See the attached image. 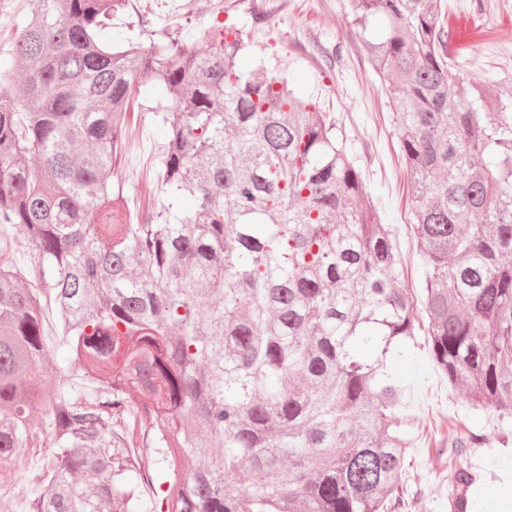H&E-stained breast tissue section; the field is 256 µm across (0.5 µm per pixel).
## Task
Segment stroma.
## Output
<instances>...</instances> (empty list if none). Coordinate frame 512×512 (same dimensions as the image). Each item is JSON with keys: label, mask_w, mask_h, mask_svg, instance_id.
Here are the masks:
<instances>
[{"label": "stroma", "mask_w": 512, "mask_h": 512, "mask_svg": "<svg viewBox=\"0 0 512 512\" xmlns=\"http://www.w3.org/2000/svg\"><path fill=\"white\" fill-rule=\"evenodd\" d=\"M32 5L33 0H0V60L10 56ZM448 5L449 52L468 82L493 78L502 94L512 93V0H448ZM126 19L142 39L163 31L176 38L187 34L200 49L212 26L232 22L249 31L254 55L281 60L289 79L312 93L317 109L335 123L400 253L401 285L419 298L421 260L410 224L411 181L387 93L364 53L360 31L351 23L350 0H129ZM155 107L148 90L130 103L135 132L116 168L135 214H146L154 199V154L163 140ZM416 341L412 357L392 365L394 375L408 385L409 400L418 412L401 512H448L447 490L439 478L450 460L448 443L429 438V423L436 420L449 430L494 444L502 429L494 413L470 410L465 384L449 385L435 370L425 334H418ZM38 472L35 452L0 464V504L9 512H28Z\"/></svg>", "instance_id": "1"}]
</instances>
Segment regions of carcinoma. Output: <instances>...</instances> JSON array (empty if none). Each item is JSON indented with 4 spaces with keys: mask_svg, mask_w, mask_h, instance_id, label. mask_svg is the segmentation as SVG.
Segmentation results:
<instances>
[{
    "mask_svg": "<svg viewBox=\"0 0 512 512\" xmlns=\"http://www.w3.org/2000/svg\"><path fill=\"white\" fill-rule=\"evenodd\" d=\"M127 2L35 0L12 50L20 88L0 92V224L40 272L34 288L0 264V463L48 444L30 512H145L138 438L169 463L168 512L402 507L418 417L389 365L411 354L418 320L333 123L278 60L236 69V25L202 51L135 42L112 31ZM351 8L362 32L383 25L363 47L413 182L430 357L507 424L512 96L468 87L442 0ZM148 84L158 206L134 223L114 162L131 139L125 103ZM42 290L61 320L51 333ZM448 442V512L511 507L482 496L469 449L485 442Z\"/></svg>",
    "mask_w": 512,
    "mask_h": 512,
    "instance_id": "1",
    "label": "carcinoma"
}]
</instances>
